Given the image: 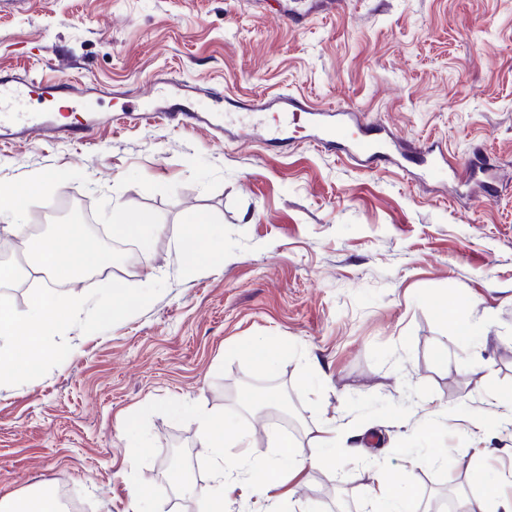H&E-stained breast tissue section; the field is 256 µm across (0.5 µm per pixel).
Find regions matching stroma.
<instances>
[{"instance_id": "1", "label": "stroma", "mask_w": 512, "mask_h": 512, "mask_svg": "<svg viewBox=\"0 0 512 512\" xmlns=\"http://www.w3.org/2000/svg\"><path fill=\"white\" fill-rule=\"evenodd\" d=\"M0 0V80L29 72L65 84L102 122L83 141L0 143V190L26 222L54 233L60 202L99 227L116 210L162 230L138 270L57 288L62 306L106 302L121 283L134 306L99 327L74 312L42 338L40 362L0 384V495L69 486L91 512H197L214 485L199 420L250 433L270 459L276 425L257 429L243 400L288 386L308 445L335 421L339 459L290 482L272 512H376L378 480L424 505L458 481L479 447L490 479L512 480V425L477 430L512 393V0ZM192 86L195 112L282 93L349 105L397 138L440 142L449 164L478 149L492 164L464 183L366 168L307 139L237 141L148 111L152 80ZM48 177L32 188L35 174ZM218 224L222 254L182 262L187 218ZM461 302L479 336L455 335L435 303ZM282 352L257 372L243 350ZM183 448L190 493L164 465Z\"/></svg>"}]
</instances>
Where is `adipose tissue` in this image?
<instances>
[{
  "label": "adipose tissue",
  "instance_id": "1",
  "mask_svg": "<svg viewBox=\"0 0 512 512\" xmlns=\"http://www.w3.org/2000/svg\"><path fill=\"white\" fill-rule=\"evenodd\" d=\"M33 249L38 253L39 263L43 266H56L59 258L68 257L69 262L63 272L69 276L84 269L82 257L88 253L93 254L99 265L110 263L109 257L93 253L88 240L75 225L60 226L50 239L35 243ZM46 320L45 301L41 298L36 299L29 310L22 314L7 308L0 310V381L9 379L15 372L20 362V352H30L39 347L45 334ZM200 429L201 445L212 449L216 469L213 491L203 503L201 512H223L224 496L235 476L263 472L265 479L255 485L254 491L264 495L278 485L285 475L295 476L306 469L328 465L325 451L333 447L336 440V429L331 425L324 427L314 444L307 449L281 436L272 442L278 450L277 459L258 462L241 452L248 442L246 431L225 432L221 425L209 417L201 419ZM228 448L240 451L229 469L224 466V451Z\"/></svg>",
  "mask_w": 512,
  "mask_h": 512
}]
</instances>
